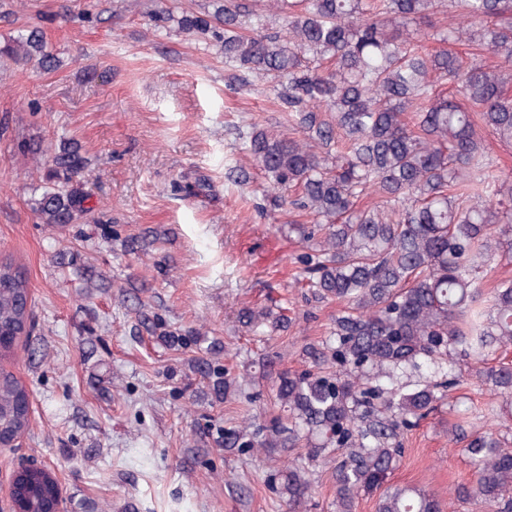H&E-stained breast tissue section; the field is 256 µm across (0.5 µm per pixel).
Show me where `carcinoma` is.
I'll return each instance as SVG.
<instances>
[{
	"label": "carcinoma",
	"mask_w": 512,
	"mask_h": 512,
	"mask_svg": "<svg viewBox=\"0 0 512 512\" xmlns=\"http://www.w3.org/2000/svg\"><path fill=\"white\" fill-rule=\"evenodd\" d=\"M212 13L173 5L166 19L191 33H212L224 63L286 82L280 99L288 123L303 138L252 132L249 151L262 167L278 204L305 212L318 229L291 224L305 242L306 285L321 300L346 309L336 317L333 343L308 347L311 369L282 372L276 396L284 419L248 436L244 426L224 429V449H309L313 459H334L337 512H354L360 490L380 487L395 467L401 430L435 408L448 378V356L459 350L481 367L487 388L512 415V365L486 366L512 347V278L483 288L489 267L512 260V182L491 185L476 177L485 165L474 117L512 143V0H220ZM465 24L438 29L432 18L450 9ZM284 18L270 32L263 11ZM253 18L245 27L243 19ZM464 42L496 58L467 62L450 49L428 51L425 41ZM0 57L57 67L35 27L0 46ZM449 81L456 93L440 85ZM85 160L76 144L63 146L47 169L35 202L42 224L95 222L87 198L65 185ZM31 314L28 281L0 261V357L13 353L17 330ZM248 328L285 330L286 309L244 307ZM201 373L229 396L241 387L226 368L199 358ZM25 387L0 369V429L22 426ZM451 441L467 440L474 481L454 488L489 512H512V442L493 430L468 436L463 425ZM288 465V512H299L311 482ZM59 490L54 481L31 482L24 512H40ZM376 512H441L437 496L415 487L386 488Z\"/></svg>",
	"instance_id": "carcinoma-1"
}]
</instances>
